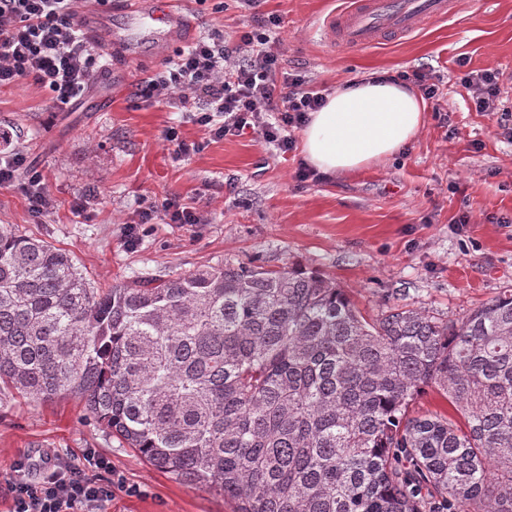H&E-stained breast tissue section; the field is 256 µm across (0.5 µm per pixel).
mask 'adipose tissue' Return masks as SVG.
I'll return each mask as SVG.
<instances>
[{
  "instance_id": "1",
  "label": "adipose tissue",
  "mask_w": 512,
  "mask_h": 512,
  "mask_svg": "<svg viewBox=\"0 0 512 512\" xmlns=\"http://www.w3.org/2000/svg\"><path fill=\"white\" fill-rule=\"evenodd\" d=\"M424 103L404 83L372 72L336 89L310 113L301 157L325 175H352L402 152L419 135Z\"/></svg>"
}]
</instances>
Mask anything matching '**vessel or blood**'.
<instances>
[{
    "label": "vessel or blood",
    "mask_w": 512,
    "mask_h": 512,
    "mask_svg": "<svg viewBox=\"0 0 512 512\" xmlns=\"http://www.w3.org/2000/svg\"><path fill=\"white\" fill-rule=\"evenodd\" d=\"M182 0H133L136 16L151 17L162 25L160 40L177 39L185 22ZM452 13L450 0H344L321 27L325 41L347 48L379 43L388 34L408 35L423 22L443 19Z\"/></svg>",
    "instance_id": "obj_1"
}]
</instances>
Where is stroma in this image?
Here are the masks:
<instances>
[{"label": "stroma", "mask_w": 512, "mask_h": 512, "mask_svg": "<svg viewBox=\"0 0 512 512\" xmlns=\"http://www.w3.org/2000/svg\"><path fill=\"white\" fill-rule=\"evenodd\" d=\"M112 0V23L140 54L126 69L95 71L66 111L48 106L34 82L0 89V130L40 170L57 206L34 217L19 190L0 187V224L69 252L93 287L166 279L214 265L298 264L344 288L373 317L390 304L441 319L462 318L512 286V139L476 111L465 72L500 69L512 100V0H456L450 17L366 48L321 39L317 24L338 0H264L277 16L284 65L313 85L336 87L375 71L423 70L439 91L426 126L401 154L352 176L300 180L299 151L280 154L260 135L212 139L191 114L137 97L153 74L214 28L242 33L253 20L233 0H184L185 36L165 54L152 33ZM466 66H459V59ZM176 128L198 152L173 160L163 140ZM203 213V224L141 223L149 203L170 195ZM92 197L82 212L77 198ZM134 243H127L126 231ZM49 453L83 463L105 457L111 512H233V502L156 469L96 423L76 398L44 404L0 399V512L11 505L12 467Z\"/></svg>", "instance_id": "1"}]
</instances>
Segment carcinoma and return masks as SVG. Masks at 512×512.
<instances>
[{"label":"carcinoma","mask_w":512,"mask_h":512,"mask_svg":"<svg viewBox=\"0 0 512 512\" xmlns=\"http://www.w3.org/2000/svg\"><path fill=\"white\" fill-rule=\"evenodd\" d=\"M436 388L454 410L413 416ZM75 396L236 512H512V289L445 322L367 319L299 265L94 288L0 224V395Z\"/></svg>","instance_id":"1"}]
</instances>
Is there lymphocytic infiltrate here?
Returning <instances> with one entry per match:
<instances>
[{"mask_svg": "<svg viewBox=\"0 0 512 512\" xmlns=\"http://www.w3.org/2000/svg\"><path fill=\"white\" fill-rule=\"evenodd\" d=\"M253 15L256 29L238 38L215 29L186 52L163 62L158 72L138 84L137 95L156 104L193 109L213 138L260 132L280 151L295 146L290 128L306 124L326 97L321 88L282 64V48L272 31L277 18L260 11L262 0H235ZM95 64L92 46L82 33L80 0H0V88L35 82L49 92L51 109L76 99L89 83ZM500 70L464 75L480 112H492L498 126L512 135V106L503 100ZM278 115L277 123L266 119ZM19 150L0 145V187L18 188L37 217L53 213L56 202L41 172L24 171ZM106 459L86 455L78 466L52 455L35 465L14 466L10 512H107L111 485L89 477L92 469H108ZM38 478H31L30 469Z\"/></svg>", "mask_w": 512, "mask_h": 512, "instance_id": "obj_1", "label": "lymphocytic infiltrate"}]
</instances>
